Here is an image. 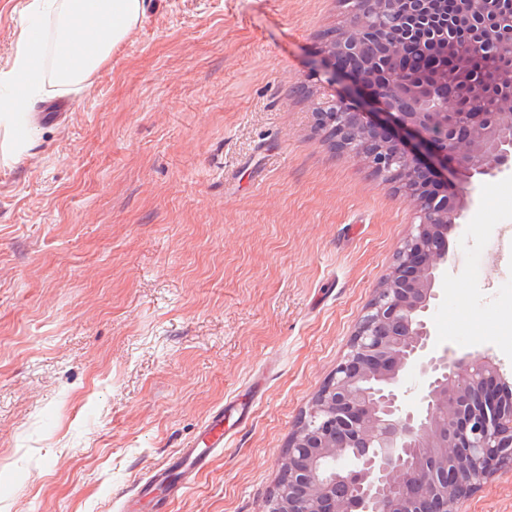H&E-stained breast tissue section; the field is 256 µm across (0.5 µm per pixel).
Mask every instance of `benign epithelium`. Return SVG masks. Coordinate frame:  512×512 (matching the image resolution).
I'll return each instance as SVG.
<instances>
[{"mask_svg":"<svg viewBox=\"0 0 512 512\" xmlns=\"http://www.w3.org/2000/svg\"><path fill=\"white\" fill-rule=\"evenodd\" d=\"M348 24L320 47L330 86L312 112L336 152L363 161L403 195L419 223L402 241L388 276L360 317L349 351L299 417L280 456L279 479L264 512H456L481 481L512 461V397L501 369L473 357L437 356L426 321L445 284L448 232L488 178L512 171V0H355ZM497 47L503 82L474 84L467 97L491 108L459 110L440 89L460 77L467 52L453 39ZM417 40L457 60L435 81L386 74L382 60ZM467 174L445 189L448 160ZM415 366L425 383L417 404L400 395Z\"/></svg>","mask_w":512,"mask_h":512,"instance_id":"1","label":"benign epithelium"}]
</instances>
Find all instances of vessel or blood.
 Returning a JSON list of instances; mask_svg holds the SVG:
<instances>
[{"label":"vessel or blood","mask_w":512,"mask_h":512,"mask_svg":"<svg viewBox=\"0 0 512 512\" xmlns=\"http://www.w3.org/2000/svg\"><path fill=\"white\" fill-rule=\"evenodd\" d=\"M252 414L253 403L245 396L216 408L188 447L179 449L171 461L150 472L137 487V495L142 496L155 487H163V494L155 501L156 512H170L172 503L208 468L214 457L223 453L227 424H246Z\"/></svg>","instance_id":"vessel-or-blood-1"}]
</instances>
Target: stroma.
<instances>
[{"label": "stroma", "instance_id": "35a3bbf8", "mask_svg": "<svg viewBox=\"0 0 512 512\" xmlns=\"http://www.w3.org/2000/svg\"><path fill=\"white\" fill-rule=\"evenodd\" d=\"M25 0H0V69ZM346 0H148L0 161V512H121L256 376L252 420L171 512H262L301 413L417 217L313 125L310 66ZM512 173L449 238L437 351L512 383ZM512 512V464L459 505Z\"/></svg>", "mask_w": 512, "mask_h": 512}]
</instances>
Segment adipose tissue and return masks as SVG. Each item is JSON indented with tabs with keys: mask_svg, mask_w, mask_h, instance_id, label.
<instances>
[{
	"mask_svg": "<svg viewBox=\"0 0 512 512\" xmlns=\"http://www.w3.org/2000/svg\"><path fill=\"white\" fill-rule=\"evenodd\" d=\"M146 0H25L22 44L0 69V126L10 131L5 152L29 143L25 103L46 82L69 90L86 83L139 24Z\"/></svg>",
	"mask_w": 512,
	"mask_h": 512,
	"instance_id": "ef3b65f1",
	"label": "adipose tissue"
}]
</instances>
